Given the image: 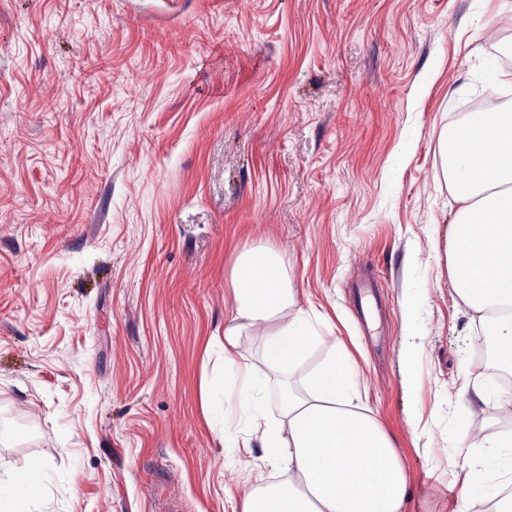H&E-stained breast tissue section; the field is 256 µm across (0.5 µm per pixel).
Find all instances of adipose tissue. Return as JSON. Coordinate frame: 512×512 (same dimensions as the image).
<instances>
[{
	"label": "adipose tissue",
	"mask_w": 512,
	"mask_h": 512,
	"mask_svg": "<svg viewBox=\"0 0 512 512\" xmlns=\"http://www.w3.org/2000/svg\"><path fill=\"white\" fill-rule=\"evenodd\" d=\"M441 169L458 204L447 247L448 278L460 303L497 336L512 366V109L491 104L465 112L440 137ZM232 312L224 328V373L232 382L209 390L213 414L238 408L241 431L224 429L226 447L260 444L264 462L285 472L240 493L241 512H407L410 483L388 433L362 405L357 363L331 324L298 303L279 251L247 245L229 273ZM263 331L268 368L289 372L327 348L302 388H282L280 415H265L267 380L239 358V339ZM484 454L464 474L451 512L492 502L512 512L503 482L512 477V435L461 440Z\"/></svg>",
	"instance_id": "ef3b65f1"
}]
</instances>
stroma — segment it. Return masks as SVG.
I'll return each instance as SVG.
<instances>
[{
    "label": "stroma",
    "instance_id": "obj_1",
    "mask_svg": "<svg viewBox=\"0 0 512 512\" xmlns=\"http://www.w3.org/2000/svg\"><path fill=\"white\" fill-rule=\"evenodd\" d=\"M493 64L496 0H0V472L30 512H240L264 452L225 448L201 388L251 244L357 361L409 512H448L456 442L512 432L475 394L512 368L478 357L436 177L461 108L512 95Z\"/></svg>",
    "mask_w": 512,
    "mask_h": 512
}]
</instances>
